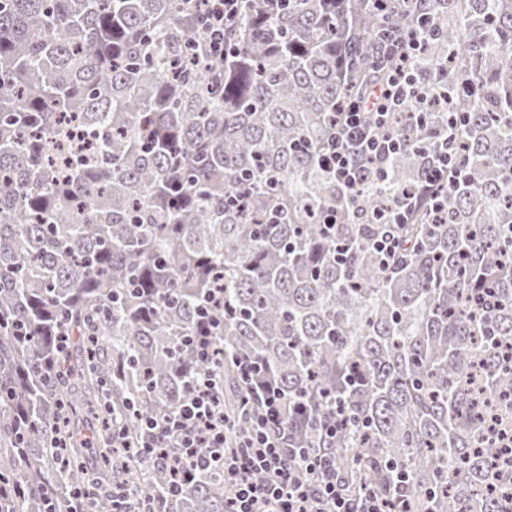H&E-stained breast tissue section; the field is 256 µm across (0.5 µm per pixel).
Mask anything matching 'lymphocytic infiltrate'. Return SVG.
I'll return each instance as SVG.
<instances>
[{
    "label": "lymphocytic infiltrate",
    "mask_w": 512,
    "mask_h": 512,
    "mask_svg": "<svg viewBox=\"0 0 512 512\" xmlns=\"http://www.w3.org/2000/svg\"><path fill=\"white\" fill-rule=\"evenodd\" d=\"M241 0H203L202 21L208 56L225 52L224 26L233 20ZM431 29L429 20L419 22L396 47L399 63L385 81L367 97L348 103L336 123V130L322 155L326 172L353 194L366 184L384 180L386 162L399 143L387 129L397 114L409 112L419 118L428 107L429 93L415 77L416 63ZM451 157L435 154L426 174L425 186L432 210L439 211L453 187ZM422 196L406 192L395 197L384 210L375 212V223L383 230L372 248L382 266H389L400 251L398 228L407 223ZM210 374L196 376L190 396L173 413L149 418L144 427L150 439L143 446L149 458H161L170 473L168 487L177 491L194 473L221 464L224 480L232 485L231 512H397L398 500L369 497L353 504L343 489L336 463L324 455L300 453L289 462L287 450L275 438L281 405L276 392H269L261 411L254 414L250 428L241 434L237 450L226 446L223 408L213 394ZM316 482H308V475Z\"/></svg>",
    "instance_id": "lymphocytic-infiltrate-1"
}]
</instances>
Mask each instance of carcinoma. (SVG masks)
Segmentation results:
<instances>
[{
  "label": "carcinoma",
  "mask_w": 512,
  "mask_h": 512,
  "mask_svg": "<svg viewBox=\"0 0 512 512\" xmlns=\"http://www.w3.org/2000/svg\"><path fill=\"white\" fill-rule=\"evenodd\" d=\"M280 4L248 0L232 52L196 65L201 0H0V512H70L80 489L114 512L118 488L129 512H225L218 468L168 494L138 417L208 372L235 446L264 399L244 360L278 389L286 447L332 457L351 499L395 497L396 468L405 512L512 499V0ZM424 13L418 82L448 109L395 126L387 179L355 198L321 153L395 64L379 31ZM451 112L444 211L418 204L383 267L373 213L423 185Z\"/></svg>",
  "instance_id": "1"
}]
</instances>
